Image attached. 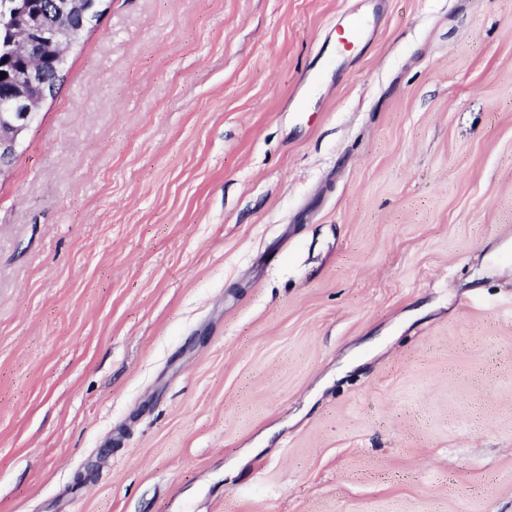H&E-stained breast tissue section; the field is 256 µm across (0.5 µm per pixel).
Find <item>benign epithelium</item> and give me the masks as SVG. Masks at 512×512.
<instances>
[{"mask_svg":"<svg viewBox=\"0 0 512 512\" xmlns=\"http://www.w3.org/2000/svg\"><path fill=\"white\" fill-rule=\"evenodd\" d=\"M33 5V0H17L13 6L11 51L14 55L36 61L41 56L40 48L43 45L56 44L65 48L72 45L74 33L63 27L46 28L41 22V12ZM52 5L61 13L86 18L98 11L100 0H54ZM41 96L42 84L35 67L26 66L14 72L9 97L25 105L27 111L10 119L0 114V175L8 171L27 131L36 121Z\"/></svg>","mask_w":512,"mask_h":512,"instance_id":"obj_1","label":"benign epithelium"}]
</instances>
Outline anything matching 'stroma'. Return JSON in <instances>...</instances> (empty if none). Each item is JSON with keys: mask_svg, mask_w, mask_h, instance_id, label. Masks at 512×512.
<instances>
[{"mask_svg": "<svg viewBox=\"0 0 512 512\" xmlns=\"http://www.w3.org/2000/svg\"><path fill=\"white\" fill-rule=\"evenodd\" d=\"M100 11L0 176V512H512V0Z\"/></svg>", "mask_w": 512, "mask_h": 512, "instance_id": "obj_1", "label": "stroma"}]
</instances>
